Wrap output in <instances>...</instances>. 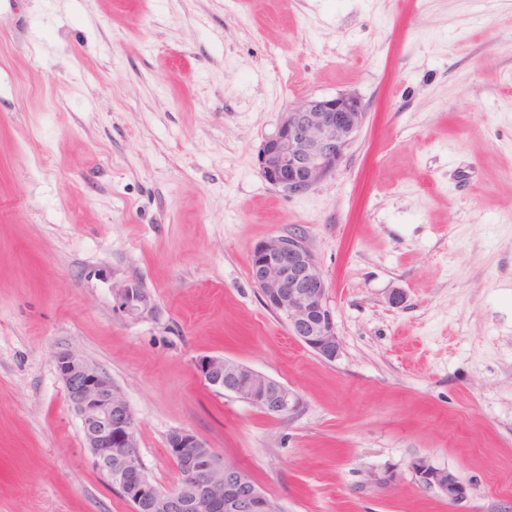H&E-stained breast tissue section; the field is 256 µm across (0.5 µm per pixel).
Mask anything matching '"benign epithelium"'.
I'll return each mask as SVG.
<instances>
[{
	"label": "benign epithelium",
	"instance_id": "obj_1",
	"mask_svg": "<svg viewBox=\"0 0 512 512\" xmlns=\"http://www.w3.org/2000/svg\"><path fill=\"white\" fill-rule=\"evenodd\" d=\"M360 97L338 93L307 97L284 113L275 133L261 144L257 162L264 180L274 189L300 196L334 175L365 119ZM250 275L266 305L282 315L288 331L304 346L332 361L341 350L336 323L328 304L329 285L318 260L297 234L277 235L255 244ZM119 306L129 313L150 308L139 288L118 292ZM56 371L67 398L79 416L93 466L151 512H270V498L237 461L218 459L207 445L187 430L170 434L178 493L155 485L141 466L138 426L121 391L112 379L72 350L55 356ZM196 370L210 388L231 393L272 418L295 410L294 394L279 381L222 356H204ZM411 469L420 482L439 491L448 502L465 496L454 472L418 458Z\"/></svg>",
	"mask_w": 512,
	"mask_h": 512
}]
</instances>
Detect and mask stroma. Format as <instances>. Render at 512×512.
<instances>
[{"label":"stroma","mask_w":512,"mask_h":512,"mask_svg":"<svg viewBox=\"0 0 512 512\" xmlns=\"http://www.w3.org/2000/svg\"><path fill=\"white\" fill-rule=\"evenodd\" d=\"M340 92L367 112L344 162L277 192L261 142ZM288 233L329 282L336 360L251 280ZM128 285L148 311L119 308ZM64 349L120 388L160 488L188 430L279 512H512V0H0V512H132ZM213 355L296 410L214 392ZM196 370L210 388L231 393L272 418L293 412L294 394L279 381L223 356H204ZM411 469L423 485L439 491L448 502L454 503L464 498V485L449 469L435 467L426 458L415 459Z\"/></svg>","instance_id":"35a3bbf8"}]
</instances>
